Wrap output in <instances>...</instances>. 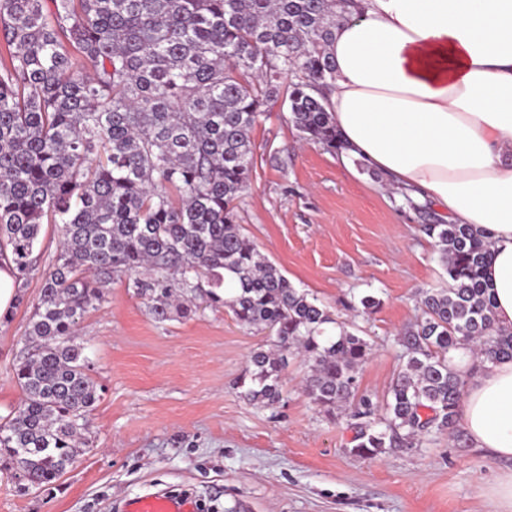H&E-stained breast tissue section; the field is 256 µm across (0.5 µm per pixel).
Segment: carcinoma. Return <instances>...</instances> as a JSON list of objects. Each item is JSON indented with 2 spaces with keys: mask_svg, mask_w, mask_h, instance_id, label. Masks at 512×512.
<instances>
[{
  "mask_svg": "<svg viewBox=\"0 0 512 512\" xmlns=\"http://www.w3.org/2000/svg\"><path fill=\"white\" fill-rule=\"evenodd\" d=\"M352 3L0 0V260L26 280L42 225L62 238L13 366L23 404L0 416V462L28 486L50 485L87 450L99 394L76 326L114 276L132 279L159 321L196 314L200 298L268 330L270 348L254 349L239 378L245 397L278 404L289 358L303 356L304 393L329 417L350 409L360 457L458 433L464 380L450 352L512 359L484 282L488 243L406 193L448 287L421 291L381 405L359 394L371 343L295 288L237 223L255 168L250 134L280 95L303 139L347 151L322 88L334 71L326 46Z\"/></svg>",
  "mask_w": 512,
  "mask_h": 512,
  "instance_id": "cac0c4a2",
  "label": "carcinoma"
}]
</instances>
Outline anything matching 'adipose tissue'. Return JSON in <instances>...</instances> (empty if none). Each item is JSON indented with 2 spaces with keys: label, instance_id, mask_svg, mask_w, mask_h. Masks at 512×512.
Segmentation results:
<instances>
[{
  "label": "adipose tissue",
  "instance_id": "ef3b65f1",
  "mask_svg": "<svg viewBox=\"0 0 512 512\" xmlns=\"http://www.w3.org/2000/svg\"><path fill=\"white\" fill-rule=\"evenodd\" d=\"M328 47L325 91L351 154L490 243L485 280L512 331V0H363ZM459 420L512 461V360L468 369Z\"/></svg>",
  "mask_w": 512,
  "mask_h": 512
}]
</instances>
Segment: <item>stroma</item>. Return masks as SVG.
I'll return each mask as SVG.
<instances>
[{
	"label": "stroma",
	"mask_w": 512,
	"mask_h": 512,
	"mask_svg": "<svg viewBox=\"0 0 512 512\" xmlns=\"http://www.w3.org/2000/svg\"><path fill=\"white\" fill-rule=\"evenodd\" d=\"M275 102L251 132L255 168L239 209L245 235L296 287L373 345L359 390L382 401L401 366L399 332L421 314L419 293L448 277L422 215L361 159L301 141ZM60 251L55 225L37 244L39 272L25 302L0 325V415L23 394L12 371L42 287ZM373 295L371 315L352 303ZM79 321L100 398L89 416L90 449L58 481L21 490L0 471V512H121L148 493H188L199 512H493L482 490L512 463L468 435L375 458L348 450V417L330 420L302 390L306 368L286 371L284 399L249 401L236 382L262 332L221 306L156 321L127 277Z\"/></svg>",
	"instance_id": "obj_1"
}]
</instances>
